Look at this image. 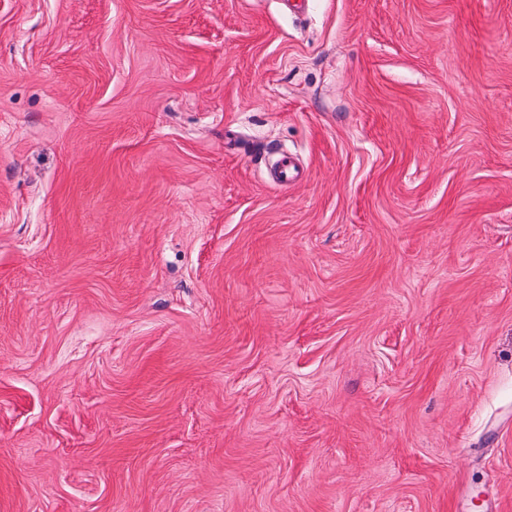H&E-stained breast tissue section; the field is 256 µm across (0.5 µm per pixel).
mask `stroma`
<instances>
[{"instance_id":"1","label":"stroma","mask_w":512,"mask_h":512,"mask_svg":"<svg viewBox=\"0 0 512 512\" xmlns=\"http://www.w3.org/2000/svg\"><path fill=\"white\" fill-rule=\"evenodd\" d=\"M301 3L0 0V512H512V0Z\"/></svg>"}]
</instances>
